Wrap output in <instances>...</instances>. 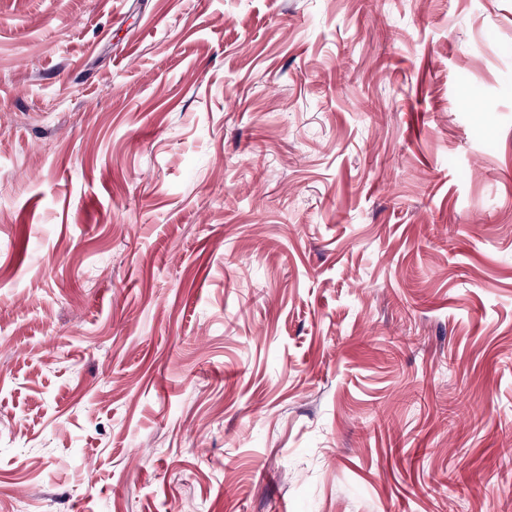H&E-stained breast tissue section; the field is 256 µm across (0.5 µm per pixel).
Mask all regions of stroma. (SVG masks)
Listing matches in <instances>:
<instances>
[{
  "label": "stroma",
  "instance_id": "1",
  "mask_svg": "<svg viewBox=\"0 0 512 512\" xmlns=\"http://www.w3.org/2000/svg\"><path fill=\"white\" fill-rule=\"evenodd\" d=\"M0 512H512V0H0Z\"/></svg>",
  "mask_w": 512,
  "mask_h": 512
}]
</instances>
